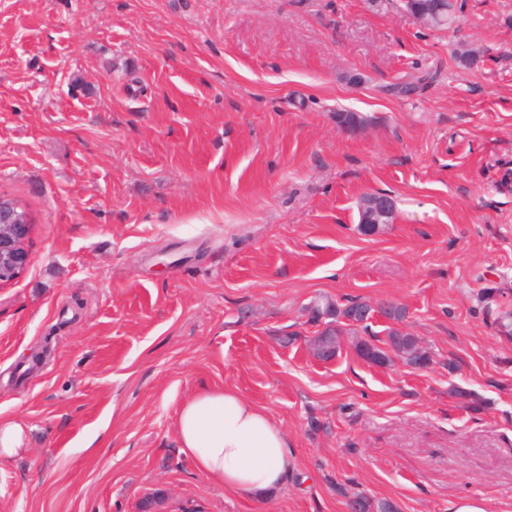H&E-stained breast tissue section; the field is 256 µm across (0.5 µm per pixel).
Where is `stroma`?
Returning a JSON list of instances; mask_svg holds the SVG:
<instances>
[{
	"label": "stroma",
	"instance_id": "stroma-1",
	"mask_svg": "<svg viewBox=\"0 0 512 512\" xmlns=\"http://www.w3.org/2000/svg\"><path fill=\"white\" fill-rule=\"evenodd\" d=\"M456 3L435 30L367 0H0V196L36 219L0 287V417L28 431L0 512H512V0ZM324 296L404 305L428 368L314 359ZM203 384L280 423L281 488L180 452ZM369 211L361 212V218L359 224L362 225L365 234L374 233L380 226V219L386 218L392 207V199L389 195H383L381 193L368 194Z\"/></svg>",
	"mask_w": 512,
	"mask_h": 512
}]
</instances>
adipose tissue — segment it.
<instances>
[{
	"mask_svg": "<svg viewBox=\"0 0 512 512\" xmlns=\"http://www.w3.org/2000/svg\"><path fill=\"white\" fill-rule=\"evenodd\" d=\"M181 452L225 491L261 497L281 487L294 455L281 426L237 389L201 386L177 420Z\"/></svg>",
	"mask_w": 512,
	"mask_h": 512,
	"instance_id": "obj_1",
	"label": "adipose tissue"
}]
</instances>
